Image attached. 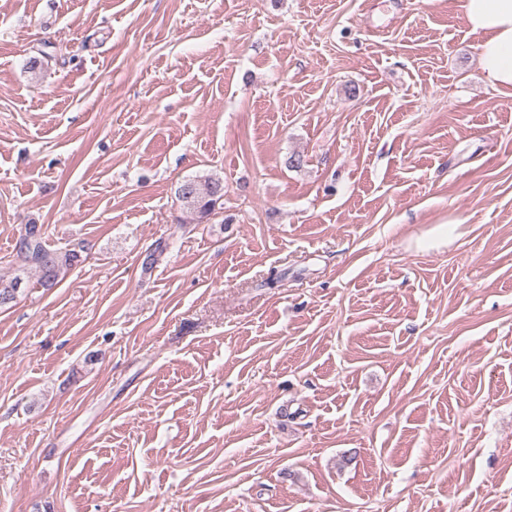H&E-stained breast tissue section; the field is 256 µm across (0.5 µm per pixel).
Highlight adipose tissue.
Instances as JSON below:
<instances>
[{
	"mask_svg": "<svg viewBox=\"0 0 512 512\" xmlns=\"http://www.w3.org/2000/svg\"><path fill=\"white\" fill-rule=\"evenodd\" d=\"M461 9L482 37L479 58L487 83L512 95V0H461Z\"/></svg>",
	"mask_w": 512,
	"mask_h": 512,
	"instance_id": "1",
	"label": "adipose tissue"
}]
</instances>
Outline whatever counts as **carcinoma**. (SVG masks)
I'll return each mask as SVG.
<instances>
[{"label": "carcinoma", "mask_w": 512, "mask_h": 512, "mask_svg": "<svg viewBox=\"0 0 512 512\" xmlns=\"http://www.w3.org/2000/svg\"><path fill=\"white\" fill-rule=\"evenodd\" d=\"M176 195L191 220L202 224L222 205L224 182L212 175L195 177L180 183ZM18 256L24 262L23 269L33 270L38 285L46 291L55 288L63 271L79 261L78 253L73 250L63 253L47 249L41 228L34 223L25 225L24 233L20 235ZM22 282L23 279L16 276L6 284L0 283V306L15 300Z\"/></svg>", "instance_id": "carcinoma-1"}]
</instances>
